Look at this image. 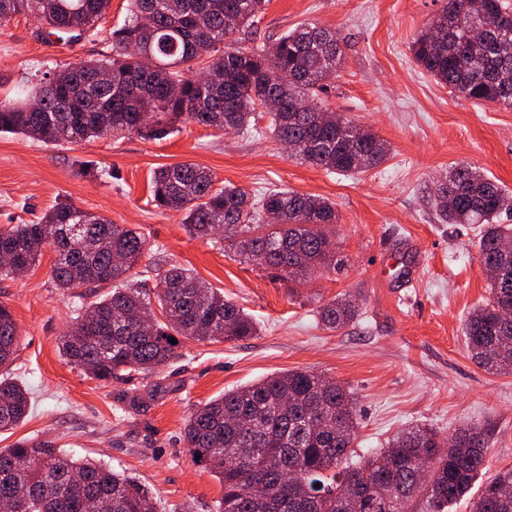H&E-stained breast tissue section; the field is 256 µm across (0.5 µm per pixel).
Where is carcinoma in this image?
<instances>
[{"label":"carcinoma","mask_w":512,"mask_h":512,"mask_svg":"<svg viewBox=\"0 0 512 512\" xmlns=\"http://www.w3.org/2000/svg\"><path fill=\"white\" fill-rule=\"evenodd\" d=\"M110 0H0V23L27 12L49 33L78 39L97 30ZM130 17L112 33V56L79 61L52 74L17 99L0 101V132L47 143H80L112 133L158 138L184 121L224 133L256 123L266 102L273 108L267 130L297 146L292 158L329 173L363 174L382 164L389 145L370 129L319 106L317 93L335 73L343 48L332 30L313 23L276 39L267 48H243L235 35L254 24L269 0H129ZM512 14L506 0H443L440 11L412 45L415 62L438 83L467 99L512 108V28L498 18ZM485 27L481 41L468 36L472 21ZM451 26L438 46L433 27ZM137 42L141 55L127 53ZM206 67L192 75L191 62ZM112 72V79L100 75ZM150 112L146 121L143 113ZM153 202L182 214L189 233L225 243L279 278L302 280L336 264L329 248L337 223L325 198L273 189L260 197L234 185L215 186L206 168L184 163L157 167ZM446 224H479V262L499 271L489 297L464 326L471 358L492 373L512 371V196L470 165L448 172L435 197ZM279 223L264 220L267 210ZM57 258L51 280L63 292L91 284L115 285L105 297L77 308L60 351L86 374L108 381L153 375L168 365L179 344L235 340L257 335L253 319L208 286L192 270L164 258L155 296L123 285L147 251L144 235L101 215L60 201L31 224L0 228V251L29 269L45 247ZM125 262L113 264L115 256ZM321 323L338 330L358 316L350 297L319 308ZM175 338L176 343L169 342ZM17 346L11 311L0 305V431L28 415V392L1 372ZM359 411L352 391L309 370L266 377L197 407L184 428L192 460L223 485L218 512H448L463 500L481 473L488 439L467 425L443 439L428 427L403 428L385 447L356 451ZM452 442V450L444 448ZM23 483L28 512H157L138 481L101 463L75 459L50 440H22L0 451V503ZM512 468L488 478L469 512H512Z\"/></svg>","instance_id":"cac0c4a2"}]
</instances>
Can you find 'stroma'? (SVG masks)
<instances>
[{
  "instance_id": "35a3bbf8",
  "label": "stroma",
  "mask_w": 512,
  "mask_h": 512,
  "mask_svg": "<svg viewBox=\"0 0 512 512\" xmlns=\"http://www.w3.org/2000/svg\"><path fill=\"white\" fill-rule=\"evenodd\" d=\"M129 0H111L100 32L60 40L27 13L0 25V101L16 98L45 73L77 60L106 58ZM441 0H268L256 47L314 22L335 30L344 57L318 95L329 111L387 141L390 154L361 175L330 174L288 158L265 131L225 134L176 123L165 136L101 137L51 144L0 133V226L32 222L56 201L145 234L157 254L191 268L250 314L259 327L242 340L184 342L153 377L100 381L59 350L79 304L54 288L56 254L44 248L23 276L0 279L18 345L8 369L27 386L31 409L0 432V450L20 440H54L76 458L136 477L158 512H217L219 480L195 465L182 440L190 412L224 391L306 369L343 383L360 411L358 449L382 447L396 430L426 424L441 435L474 424L488 433L483 475L512 468V373H489L469 356L463 325L488 296L478 260V227L441 223L436 186L465 163L512 192V109L458 96L419 67L411 51ZM191 162L217 184L260 196L289 189L334 204L336 266L297 284L271 276L194 237L182 216L153 203L154 168ZM347 295L360 315L325 329L318 309Z\"/></svg>"
}]
</instances>
